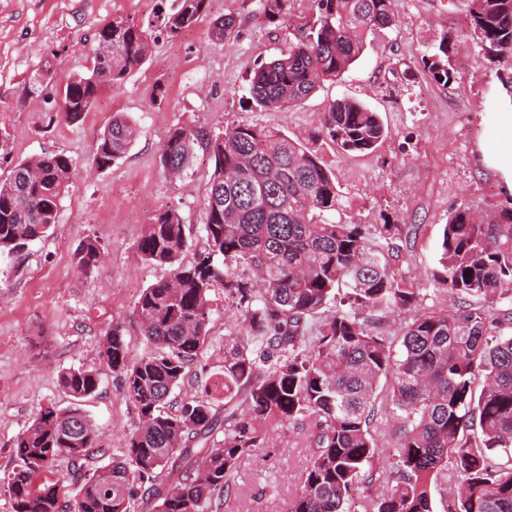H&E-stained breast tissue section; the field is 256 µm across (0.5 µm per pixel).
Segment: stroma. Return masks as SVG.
Segmentation results:
<instances>
[{"label": "stroma", "mask_w": 512, "mask_h": 512, "mask_svg": "<svg viewBox=\"0 0 512 512\" xmlns=\"http://www.w3.org/2000/svg\"><path fill=\"white\" fill-rule=\"evenodd\" d=\"M396 27L378 34L340 79L321 84L299 106L260 111L247 101L251 75L288 48L286 23L268 21L259 0H211L210 14H234L238 35L212 41L208 22L174 39L158 38L145 64L106 88L84 120L62 117L61 79L92 65L97 27L123 15L152 19L158 0H0V139L14 162L45 152L62 153L76 165L60 201L56 224L32 243L18 264L0 263V476L10 468V442L47 407L70 399L59 386L62 369L98 367L101 385L84 408L97 429L96 464L121 454L138 425L120 376L101 365V342L113 322L125 324L130 358L146 350L133 319L142 290L163 277L164 267L143 261L136 244L159 210L178 211L190 229L186 261L201 248L202 204L212 173L208 155L197 154L181 178H168L160 164L169 129L223 130L245 122L275 128L313 145L341 186L347 216L356 224L399 225L398 268L421 290L422 307L452 312L459 296L439 283V240L450 211L467 204L483 215L512 206L498 172L485 153L512 156V138L496 133L493 98L501 78L512 76V58L489 60L467 31L469 0H395ZM454 35L455 78L441 85L424 71L421 55L441 32ZM54 56L57 78L28 96L25 81L46 56ZM163 96L153 97L155 86ZM352 96L378 112L388 129L375 153L352 155L317 140L321 118L333 100ZM137 128L130 151L99 171L92 156L114 113ZM97 236L104 262L91 275L74 261L81 242ZM230 305L216 294L207 345L175 394L206 398L204 381L217 372L224 338L235 332ZM387 381H380L372 431L382 452L372 479L383 483L397 439V423L386 409ZM310 450L300 426L275 428L265 447L239 458L237 478L221 512H288L300 488Z\"/></svg>", "instance_id": "1"}]
</instances>
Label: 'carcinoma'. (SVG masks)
Segmentation results:
<instances>
[{
    "instance_id": "cac0c4a2",
    "label": "carcinoma",
    "mask_w": 512,
    "mask_h": 512,
    "mask_svg": "<svg viewBox=\"0 0 512 512\" xmlns=\"http://www.w3.org/2000/svg\"><path fill=\"white\" fill-rule=\"evenodd\" d=\"M210 0H175L143 25L116 16L95 34L86 74L63 86L71 124L82 121L107 86L121 83L147 59L152 36H179L208 15ZM309 15L288 20V52L253 71L248 101L258 110L301 104L324 81L340 78L376 34L396 25L394 0H312ZM237 19H210L208 37L234 36ZM469 33L488 58L512 57V0H471ZM454 35L443 32L421 57L444 85L454 78ZM47 59L24 89L53 80ZM122 113L96 142L92 163L107 170L134 142ZM387 130L377 112L343 97L323 113L317 138L348 153L368 155ZM213 171L203 202L202 249L183 262L190 230L171 208L159 211L136 248L142 260L169 269L135 303L136 327L147 351L128 355L126 328L112 325L100 357L124 382L140 426L112 461L87 467L90 436L84 403L100 385L97 369L70 367L60 385L64 409L37 415L11 443L12 467L0 479L13 512H219L239 458L267 442L269 429L299 424L313 449L289 512H354L366 468L378 455L371 431L376 389L391 378L390 412L402 421L388 485L374 512H434L431 486L451 470L459 479L448 512H512V463L496 456L512 448V314L498 318L485 303H512V207L478 221L462 203L439 242L440 283L465 300L453 314L419 310V289L390 263L401 253L396 224H349L336 176L317 153L287 134L247 123L216 133L178 126L162 146L163 169L185 172L197 152ZM75 172L62 153L16 162L0 182V258L13 261L57 222L59 202ZM103 247L85 239L75 253L94 273ZM254 272L255 281L241 274ZM224 290L241 331L224 337L213 397L167 407L187 369L203 354L216 289ZM345 294H340L341 289ZM335 314L307 343L309 324L329 303ZM412 313L401 327V350L377 330L376 313ZM484 378L475 391L477 376ZM222 439H217L218 434ZM59 457L71 463L78 489L59 495L43 478Z\"/></svg>"
}]
</instances>
